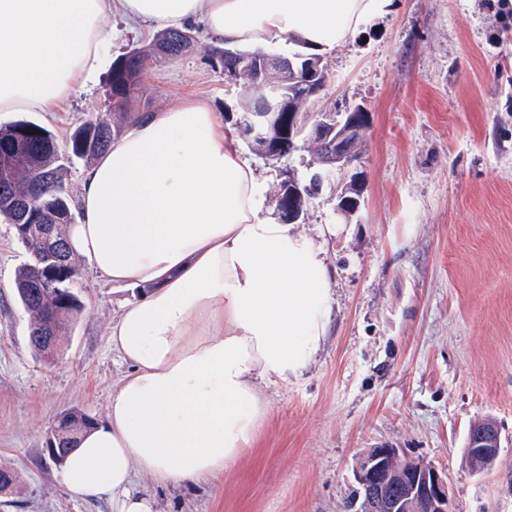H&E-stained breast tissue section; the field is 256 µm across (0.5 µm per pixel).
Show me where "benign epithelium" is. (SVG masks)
<instances>
[{
	"mask_svg": "<svg viewBox=\"0 0 512 512\" xmlns=\"http://www.w3.org/2000/svg\"><path fill=\"white\" fill-rule=\"evenodd\" d=\"M266 65L286 73L294 72V62L266 50L257 52ZM305 77L310 87L305 92L313 99L326 77L322 60L314 58L305 65ZM263 112H247L241 124L244 138L252 149H259L267 136L270 113L285 103L282 86L266 84ZM370 129L369 112L358 104L343 112L310 113L303 108L288 109V140L301 139L312 151L316 168L306 185L296 183L289 193V211L303 213L307 200L324 182V176L347 172L359 158V149ZM361 188L356 180L345 183L336 207L338 215L348 220L360 205ZM500 433L493 421L473 425L467 436V459L470 470L481 474L496 462L500 448ZM357 485L352 512H454L448 476L432 464L400 454L397 448H370L361 453L353 468Z\"/></svg>",
	"mask_w": 512,
	"mask_h": 512,
	"instance_id": "benign-epithelium-1",
	"label": "benign epithelium"
}]
</instances>
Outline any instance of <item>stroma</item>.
I'll return each mask as SVG.
<instances>
[{"label":"stroma","instance_id":"obj_1","mask_svg":"<svg viewBox=\"0 0 512 512\" xmlns=\"http://www.w3.org/2000/svg\"><path fill=\"white\" fill-rule=\"evenodd\" d=\"M500 2L395 0L360 37L324 53L327 83L309 111L361 104L371 122L356 168L359 211L337 215L336 177L297 226L322 246L331 273L325 341L298 378L260 384L268 414L223 475L177 487L135 470L131 491L151 512H347L353 465L369 448L447 473L456 512H512V33ZM194 35L184 58L146 68L132 108L192 98L233 127L241 89L205 60L206 30ZM111 108L102 75L64 111L2 112L0 125L27 119L62 142ZM240 151L267 185L263 213L276 216L279 183L305 179L309 153L271 161ZM26 260L0 223V468L21 476L0 493V512H117L106 497H71L44 448L64 411L104 417L130 371L110 325L137 292L81 265L83 309L45 360L28 345L30 319L13 292ZM488 418L501 447L476 475L465 442Z\"/></svg>","mask_w":512,"mask_h":512}]
</instances>
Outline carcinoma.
Returning a JSON list of instances; mask_svg holds the SVG:
<instances>
[{"label": "carcinoma", "mask_w": 512, "mask_h": 512, "mask_svg": "<svg viewBox=\"0 0 512 512\" xmlns=\"http://www.w3.org/2000/svg\"><path fill=\"white\" fill-rule=\"evenodd\" d=\"M195 42L193 29H168L160 32L155 41L146 46L133 48L116 57L108 79L110 98L115 109L126 112L130 122L146 116L144 112H129L127 108L136 100L141 90V77L156 57L171 60L181 58ZM204 58L219 71L230 68L224 62V46L208 45ZM243 95L242 112H256L265 91L261 83L242 76H233ZM306 86L302 81L288 76L284 84L287 104L278 113L270 127L269 140L280 143L279 155L284 157L296 152L288 147V108L303 103ZM121 128L111 122L107 113L98 114L75 128L62 143L58 142L45 127L30 121H18L0 126V149L4 145H15L24 151L29 164L0 165V221L17 228L28 223V217H38L37 223L45 224L48 233L39 235L33 231L25 235L15 234L16 239L28 254L29 260L21 265L14 278V292L17 300L30 318V325L37 332H46L60 337L70 326L83 305L74 291L79 272V258L71 251L66 227L74 218L70 197L65 190L62 172L67 163L74 159L90 162L104 152L112 140L120 136ZM68 257L63 279L52 287L38 280V267L54 263L59 249ZM90 416L76 410L66 411L58 423L59 447L70 452L78 436L87 428Z\"/></svg>", "instance_id": "obj_1"}]
</instances>
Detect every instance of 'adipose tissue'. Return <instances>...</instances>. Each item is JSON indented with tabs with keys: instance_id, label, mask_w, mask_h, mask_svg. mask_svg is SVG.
Masks as SVG:
<instances>
[{
	"instance_id": "obj_1",
	"label": "adipose tissue",
	"mask_w": 512,
	"mask_h": 512,
	"mask_svg": "<svg viewBox=\"0 0 512 512\" xmlns=\"http://www.w3.org/2000/svg\"><path fill=\"white\" fill-rule=\"evenodd\" d=\"M393 0H0V112H53L105 67L112 15L260 48L347 42ZM264 181L200 100L129 124L82 174L74 253L105 282L143 288L110 327L131 371L61 474L76 498L127 493L134 468L161 484L223 474L268 408L260 379L288 382L320 350L330 274L319 247L263 215Z\"/></svg>"
}]
</instances>
